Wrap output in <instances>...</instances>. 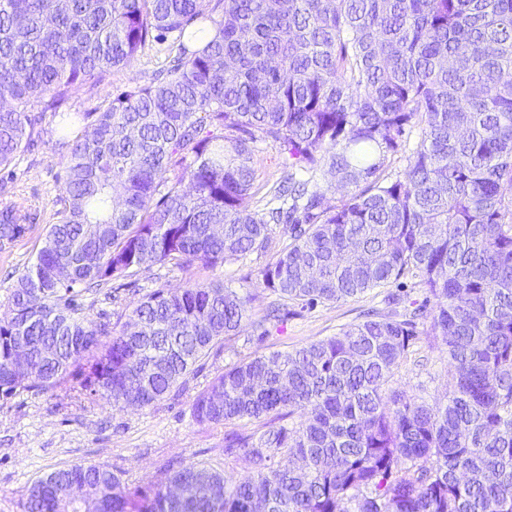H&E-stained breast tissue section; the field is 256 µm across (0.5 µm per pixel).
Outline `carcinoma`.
I'll list each match as a JSON object with an SVG mask.
<instances>
[{"mask_svg": "<svg viewBox=\"0 0 512 512\" xmlns=\"http://www.w3.org/2000/svg\"><path fill=\"white\" fill-rule=\"evenodd\" d=\"M169 38L162 81L64 119L73 90ZM48 115L68 162L0 318L3 399L76 378L146 408L241 335L253 296L219 281L156 289L123 323L84 315L78 289L152 265L270 251L258 275L285 315L404 279L436 305L242 360L198 392L197 422L257 424L224 437L250 477L173 459L141 490L84 463L34 481L26 512H512V0H0V168ZM259 138L352 191L332 202L290 176L280 205L252 208ZM27 223L1 205L0 248ZM420 324L448 358L443 404L393 387ZM418 137L419 130L417 127L412 128L410 132L406 131L399 152L392 155L388 161L386 174H389V176L392 175L393 178L396 176L403 177L413 158V152Z\"/></svg>", "mask_w": 512, "mask_h": 512, "instance_id": "1", "label": "carcinoma"}]
</instances>
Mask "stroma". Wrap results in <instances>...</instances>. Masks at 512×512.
<instances>
[{
  "label": "stroma",
  "mask_w": 512,
  "mask_h": 512,
  "mask_svg": "<svg viewBox=\"0 0 512 512\" xmlns=\"http://www.w3.org/2000/svg\"><path fill=\"white\" fill-rule=\"evenodd\" d=\"M168 61L167 44L147 46L129 67L113 71L100 84L79 87L68 105L79 112L95 111L108 95L156 79ZM66 165L65 149L58 146L55 136L44 133L8 168L0 169V184L8 189L0 195V204L12 203L22 212L39 215L22 238L0 250V315L7 310V297L18 275L33 264L42 246ZM253 168L252 206L262 209L287 179L289 168L279 149L263 140L255 144ZM266 261V256L255 254L243 262L189 272L155 266L118 280L123 297L119 305L101 292L82 294L85 312L93 317L131 309L133 302L157 288H186L210 281L236 289L248 286L255 300L239 340L219 355L204 358L198 371L187 377L181 395L168 396L154 406L115 408L92 401L73 382L0 400V512H25L27 490L35 480L78 463L108 465L133 487L151 485L163 466L175 458L208 464L235 480L247 478V465L224 457V426L193 419L194 395L242 359L292 351L339 334L367 311L385 309L391 292L387 286L374 288L347 301L296 306L288 316L270 318L266 309L275 297L257 277ZM447 370L445 353L432 348L430 338L423 335L399 366L393 385L416 399L439 401L448 387Z\"/></svg>",
  "instance_id": "obj_1"
}]
</instances>
